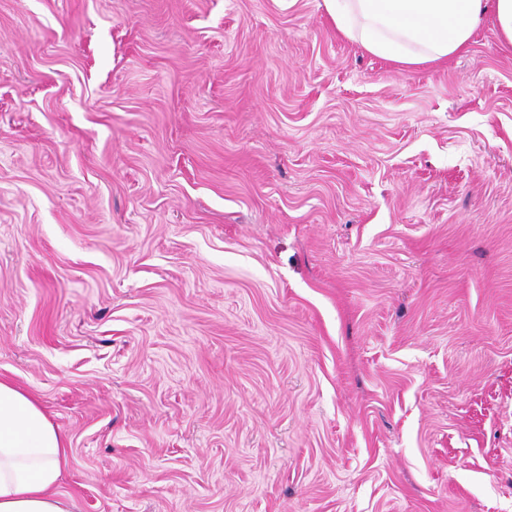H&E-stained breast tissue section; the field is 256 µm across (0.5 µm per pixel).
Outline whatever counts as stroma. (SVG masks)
<instances>
[{
    "label": "stroma",
    "instance_id": "obj_1",
    "mask_svg": "<svg viewBox=\"0 0 512 512\" xmlns=\"http://www.w3.org/2000/svg\"><path fill=\"white\" fill-rule=\"evenodd\" d=\"M0 376L74 512H512V52L323 0H0ZM336 31L400 67L435 63L466 50L491 10L512 46V0H323Z\"/></svg>",
    "mask_w": 512,
    "mask_h": 512
}]
</instances>
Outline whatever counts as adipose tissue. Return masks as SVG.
I'll use <instances>...</instances> for the list:
<instances>
[{"instance_id":"adipose-tissue-1","label":"adipose tissue","mask_w":512,"mask_h":512,"mask_svg":"<svg viewBox=\"0 0 512 512\" xmlns=\"http://www.w3.org/2000/svg\"><path fill=\"white\" fill-rule=\"evenodd\" d=\"M337 32L401 67L466 50L485 13L512 46V0H323ZM68 441L39 402L0 377V512H73L57 493Z\"/></svg>"}]
</instances>
